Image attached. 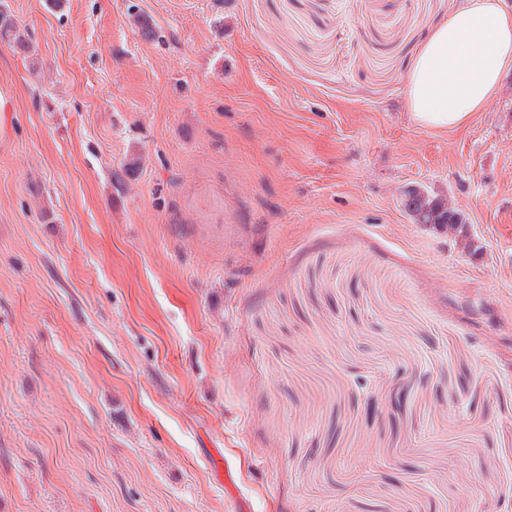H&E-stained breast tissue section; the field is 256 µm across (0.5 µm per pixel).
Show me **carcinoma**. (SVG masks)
<instances>
[{
  "label": "carcinoma",
  "instance_id": "1",
  "mask_svg": "<svg viewBox=\"0 0 512 512\" xmlns=\"http://www.w3.org/2000/svg\"><path fill=\"white\" fill-rule=\"evenodd\" d=\"M0 41L9 44L14 52L26 54L29 46L17 30L14 16L6 8L0 7ZM403 207L411 223L434 226L444 233L463 241L470 251L477 250L469 236L466 214L450 203L445 196L435 195L420 186H412L404 191Z\"/></svg>",
  "mask_w": 512,
  "mask_h": 512
}]
</instances>
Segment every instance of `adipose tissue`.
<instances>
[{
  "label": "adipose tissue",
  "instance_id": "1",
  "mask_svg": "<svg viewBox=\"0 0 512 512\" xmlns=\"http://www.w3.org/2000/svg\"><path fill=\"white\" fill-rule=\"evenodd\" d=\"M512 71V0H458L406 74L414 119L448 130L467 123Z\"/></svg>",
  "mask_w": 512,
  "mask_h": 512
}]
</instances>
